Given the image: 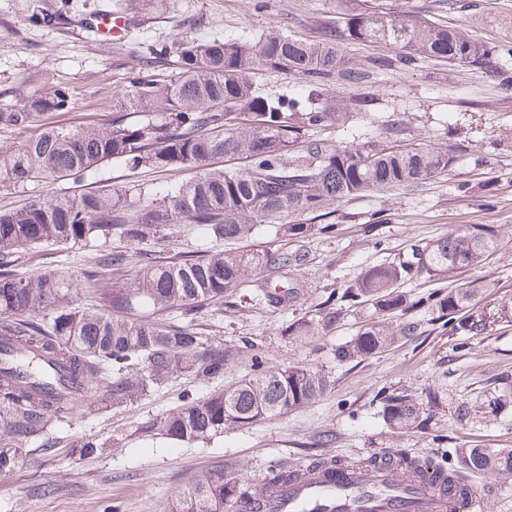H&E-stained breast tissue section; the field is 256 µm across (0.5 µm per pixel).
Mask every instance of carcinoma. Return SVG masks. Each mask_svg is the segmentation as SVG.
<instances>
[{"instance_id":"carcinoma-1","label":"carcinoma","mask_w":512,"mask_h":512,"mask_svg":"<svg viewBox=\"0 0 512 512\" xmlns=\"http://www.w3.org/2000/svg\"><path fill=\"white\" fill-rule=\"evenodd\" d=\"M89 3L57 0L56 8L34 7L29 25L66 24L78 7ZM362 44H384L392 54L368 64L345 59L336 29ZM512 50L484 42L429 19L410 14L390 18L368 5L348 0L341 21L321 27V38L308 40L272 30L255 39L226 41L183 39L175 44L154 39L140 43L133 64L124 67V84L112 95V118L104 126H65L49 121L54 112L73 108L75 90L45 70L41 85L22 98L0 91V129L35 130L18 145L0 146V188L34 182L79 183L94 179L112 162L140 168L179 171L195 177L174 181L162 192H139L127 201L120 190L40 194L20 207L0 209V477L19 467L30 452L26 445L50 422L65 423L77 402L121 407L150 395L178 374L209 383L224 368L253 350L245 341L229 347L202 335L187 317L205 307L224 304L227 293L261 270L279 271L304 262L301 253L270 254L260 249L226 251V240L247 241L262 226L297 213H323L326 205L370 192L413 189L455 165L458 144L433 146L405 136L401 124L386 123L374 134L352 133L343 144L337 132L350 125L351 111L372 100L351 104L318 102L331 82L360 88L386 70L413 69L431 59L450 65L483 68L506 62ZM259 71L295 75L307 95L263 94L255 82ZM241 160L244 167H215L216 160ZM177 224L200 227L213 242L208 253L161 261L140 253V268L129 284L102 290V270L120 266L126 255L108 248L114 238L144 243L158 240ZM332 224H281L285 237L330 233ZM497 232L489 225H469L390 262L369 266L347 286L342 298L366 303L375 317L336 348L347 361L383 352L415 335L417 323L402 316L425 308L456 336L487 332L492 321L483 313L466 314L487 284L474 279L438 288L412 300L401 286L425 278L442 284L463 268L481 265L494 249ZM66 245L83 249V287L95 303L80 306L71 294L69 271L48 270L26 277L16 269L31 249L56 251ZM268 278L257 288L270 303L297 298L295 288L281 294ZM160 312L164 322L140 317ZM342 309L321 307L318 318L295 325L314 336L336 325ZM244 377L209 394L191 398L158 422L162 434L196 441L308 407L328 391L329 377L302 365L273 366L251 356ZM424 404L405 391L382 397V416L394 432L404 434L428 416ZM456 468L445 481L464 502L472 499L471 479L512 475V448H458ZM399 471L420 479L431 465L402 454ZM299 477L285 465L270 468L257 486L244 485L232 473L209 472L172 503L169 512H260L271 489Z\"/></svg>"}]
</instances>
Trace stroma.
<instances>
[{"mask_svg":"<svg viewBox=\"0 0 512 512\" xmlns=\"http://www.w3.org/2000/svg\"><path fill=\"white\" fill-rule=\"evenodd\" d=\"M390 16L407 12L456 28L491 45L512 47V0H475L460 10L448 0H379ZM133 19L134 38L163 35L244 40L274 28L310 39L344 12L346 0H122ZM54 0H0V89L33 88L51 69L76 90L72 111L52 115L63 125L103 124L111 117L118 63L130 61L134 45L88 35L78 23L30 27L33 6L51 9ZM512 68L442 66L423 61L410 71H386L362 89L331 83L328 99L375 100L363 118L364 132L403 122L408 136L432 140L442 129L466 133L470 145L449 171L413 191L367 193L330 204L332 234L304 239L261 229L255 242L271 253L305 254L303 265L274 273V281L297 284L300 295L286 305L256 303L254 287L235 289L223 311L195 316L198 331L227 345L249 340L271 365L299 364L329 374L332 385L317 403L288 415L194 442H178L154 431L171 408L189 395L203 396L211 384L180 375L137 403L88 411L78 408L69 423L52 425L36 449L7 479L0 480V512H167L169 504L202 473L224 470L242 483H260L277 464L297 469L310 457L341 455L353 461L404 453L453 468L455 451L512 448ZM186 171L131 170L106 166L104 184L118 189L153 188ZM469 184L468 193L457 190ZM488 224L502 245L476 269H461L458 281L489 283L474 312L494 314L487 334L459 347L433 322L431 311L416 314V336L386 351L338 361L336 348L350 340L370 308L350 307L335 328L315 336L296 335L294 323L316 317L329 296L368 266L404 257L411 244H425L461 226ZM211 243L191 224L175 227L148 250L175 261ZM405 391L419 400L436 395L428 423L397 435L385 424L380 391ZM98 443L94 454L84 442ZM475 512H512V476L486 475L473 481Z\"/></svg>","mask_w":512,"mask_h":512,"instance_id":"1","label":"stroma"}]
</instances>
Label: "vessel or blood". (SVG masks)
<instances>
[{
	"label": "vessel or blood",
	"instance_id": "vessel-or-blood-1",
	"mask_svg": "<svg viewBox=\"0 0 512 512\" xmlns=\"http://www.w3.org/2000/svg\"><path fill=\"white\" fill-rule=\"evenodd\" d=\"M267 512H462L442 479L412 482L388 464L360 469L337 461L267 496Z\"/></svg>",
	"mask_w": 512,
	"mask_h": 512
}]
</instances>
